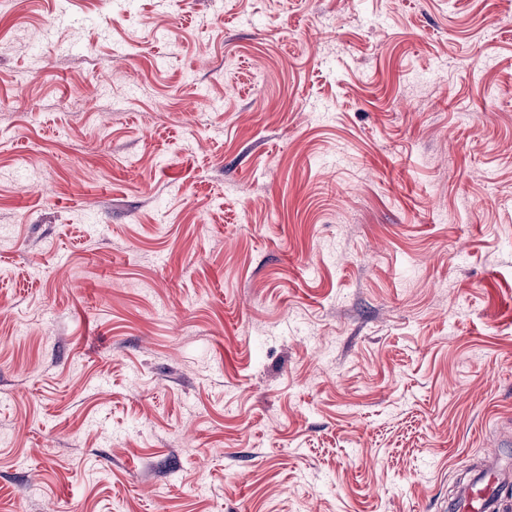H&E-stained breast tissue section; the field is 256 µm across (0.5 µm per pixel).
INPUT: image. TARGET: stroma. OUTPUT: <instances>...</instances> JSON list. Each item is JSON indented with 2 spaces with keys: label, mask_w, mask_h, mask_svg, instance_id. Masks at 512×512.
Returning <instances> with one entry per match:
<instances>
[{
  "label": "stroma",
  "mask_w": 512,
  "mask_h": 512,
  "mask_svg": "<svg viewBox=\"0 0 512 512\" xmlns=\"http://www.w3.org/2000/svg\"><path fill=\"white\" fill-rule=\"evenodd\" d=\"M490 457L512 0H0V512H448Z\"/></svg>",
  "instance_id": "obj_1"
}]
</instances>
